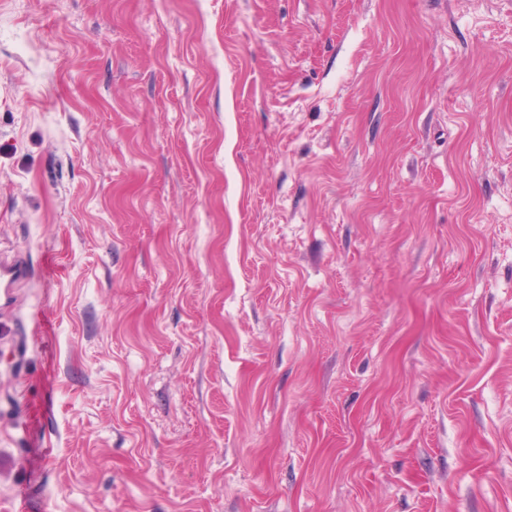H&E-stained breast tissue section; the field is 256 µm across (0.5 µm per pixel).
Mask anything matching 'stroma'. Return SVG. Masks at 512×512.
<instances>
[{"label": "stroma", "instance_id": "35a3bbf8", "mask_svg": "<svg viewBox=\"0 0 512 512\" xmlns=\"http://www.w3.org/2000/svg\"><path fill=\"white\" fill-rule=\"evenodd\" d=\"M0 512H512V0H0Z\"/></svg>", "mask_w": 512, "mask_h": 512}]
</instances>
